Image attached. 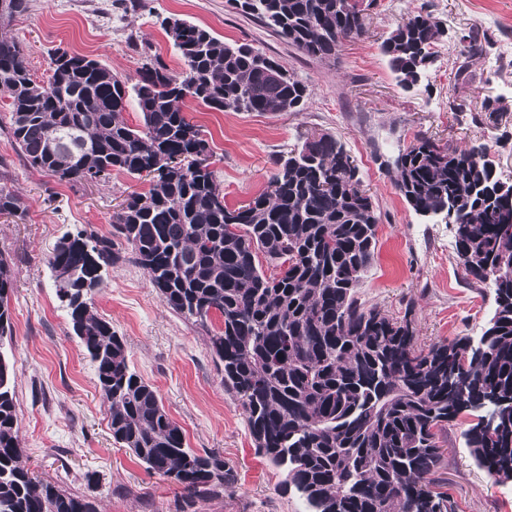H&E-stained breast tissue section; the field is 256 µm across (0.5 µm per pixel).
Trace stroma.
<instances>
[{
	"instance_id": "1",
	"label": "stroma",
	"mask_w": 512,
	"mask_h": 512,
	"mask_svg": "<svg viewBox=\"0 0 512 512\" xmlns=\"http://www.w3.org/2000/svg\"><path fill=\"white\" fill-rule=\"evenodd\" d=\"M427 11L442 36L437 57L418 86H398L380 50L403 18ZM181 17L226 42H247L284 63L308 85L301 112H218L187 100L186 117L200 125L211 148L225 203H248L268 185L274 156L327 133L354 159L361 188L380 217L373 266L358 298L394 319L411 321L417 349L459 337L479 338L493 310L491 288L469 283L457 257L451 225L417 215L395 187L394 160L415 136L442 145L487 144L503 178L512 180V0H374L366 33L338 55H303L227 0H31L28 12L0 22L22 43L34 79L45 80L63 48L98 57L113 73L134 79L157 59L173 73L183 63L161 22ZM477 29L492 37L482 55L465 58L460 38ZM492 102L496 113L483 108ZM0 184L15 193L20 215H0V255L16 271L11 297L14 342L8 355L17 374L16 402L27 466L41 481L86 496L97 512H178L182 487L148 472L112 438L107 404L93 365L71 330L46 259L56 241L82 225L109 235L112 211L147 180L124 174L109 182L72 185L26 165L0 131ZM98 314L124 336L130 364L155 387L189 447L223 455L234 487L197 502L195 512H300L301 502L278 486L282 472L258 454L237 397L224 388V370L204 329L161 301L146 272L123 260L104 268ZM462 413L442 435L438 474L456 512H512V481L497 482L479 468L462 436L476 423Z\"/></svg>"
}]
</instances>
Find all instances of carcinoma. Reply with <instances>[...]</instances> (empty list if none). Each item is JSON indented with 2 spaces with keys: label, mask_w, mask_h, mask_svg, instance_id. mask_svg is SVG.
Masks as SVG:
<instances>
[{
  "label": "carcinoma",
  "mask_w": 512,
  "mask_h": 512,
  "mask_svg": "<svg viewBox=\"0 0 512 512\" xmlns=\"http://www.w3.org/2000/svg\"><path fill=\"white\" fill-rule=\"evenodd\" d=\"M299 52L334 58L366 31L362 0H229ZM172 39L184 68L156 60L131 83L95 58L54 56L47 80L30 74L21 44L0 32L5 127L29 167L67 183L145 175L112 212V237L65 234L47 258L71 329L94 362L113 440L191 499L235 484L214 451L188 447L157 390L131 367L126 341L100 317V270L128 250L162 302L207 330L224 388L241 402L254 446L284 471L304 512H455L437 490L440 436L489 397L500 405L496 439L473 424L463 437L497 482L512 481V182L485 144L453 149L421 135L400 151L396 188L422 216L453 225L466 276L494 289L480 337L415 348L408 320L366 307L357 288L374 260L379 217L358 169L329 134L273 159L267 189L238 208L224 203L210 147L185 116L189 99L224 112H301L308 89L247 43H226L182 21ZM441 36L429 13L405 18L381 44L398 86L412 90ZM470 56L487 34L460 37ZM134 100L143 124L124 113ZM19 198L0 188V214ZM16 273L0 255V512H96L60 484L31 476L15 399L11 294ZM222 327L209 329L213 314Z\"/></svg>",
  "instance_id": "1"
}]
</instances>
